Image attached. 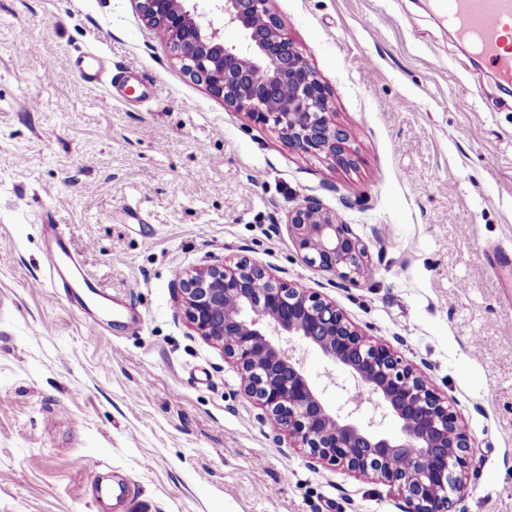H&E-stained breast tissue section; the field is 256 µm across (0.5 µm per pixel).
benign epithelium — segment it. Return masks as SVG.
<instances>
[{
	"label": "benign epithelium",
	"mask_w": 512,
	"mask_h": 512,
	"mask_svg": "<svg viewBox=\"0 0 512 512\" xmlns=\"http://www.w3.org/2000/svg\"><path fill=\"white\" fill-rule=\"evenodd\" d=\"M163 31L183 69L226 107L271 125L295 150L350 163L349 135L329 112L324 85L288 39L271 0H134ZM239 33L228 43L224 30ZM288 231L308 262L342 280L369 274L363 244L336 214L306 197ZM195 332L224 350L242 387L275 428L311 454L397 487L409 512H452L473 462L457 411L384 344L353 329L336 305L262 264H207L174 280ZM334 366L328 384L345 393L333 408L306 373L297 347ZM341 370L344 379L336 378ZM398 431H385L387 421Z\"/></svg>",
	"instance_id": "7a95c632"
}]
</instances>
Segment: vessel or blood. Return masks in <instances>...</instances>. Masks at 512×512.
<instances>
[{"label":"vessel or blood","mask_w":512,"mask_h":512,"mask_svg":"<svg viewBox=\"0 0 512 512\" xmlns=\"http://www.w3.org/2000/svg\"><path fill=\"white\" fill-rule=\"evenodd\" d=\"M444 18L462 41L488 61L505 81H512V48L502 34L503 19H512V0H445ZM67 68L78 70L81 84L99 79L105 60L97 52L66 59ZM41 234L47 246V270L51 284L67 288L72 294L110 312L105 295L72 252L59 225L45 224Z\"/></svg>","instance_id":"1"}]
</instances>
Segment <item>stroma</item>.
<instances>
[{
    "instance_id": "obj_1",
    "label": "stroma",
    "mask_w": 512,
    "mask_h": 512,
    "mask_svg": "<svg viewBox=\"0 0 512 512\" xmlns=\"http://www.w3.org/2000/svg\"><path fill=\"white\" fill-rule=\"evenodd\" d=\"M348 129L353 163L295 151L183 71L134 0H0V512H407L396 487L313 459L194 332L173 281L258 261L388 343L458 412L474 461L454 512H512V90L429 0H272ZM109 67L77 94L65 57ZM138 76L140 94L115 89ZM310 196L368 279L288 233ZM61 225L142 316L90 335L49 287Z\"/></svg>"
}]
</instances>
